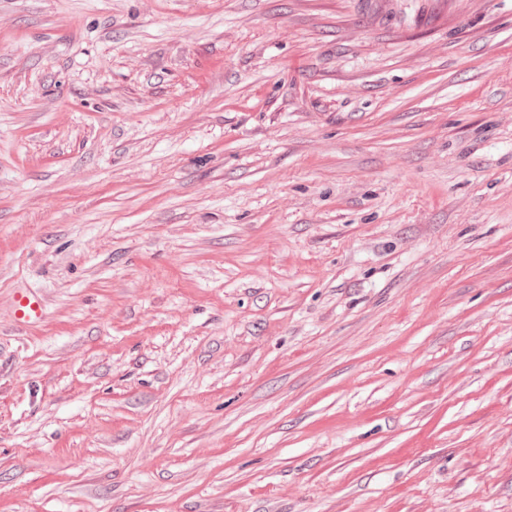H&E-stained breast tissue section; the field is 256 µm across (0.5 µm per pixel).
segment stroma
<instances>
[{"instance_id":"35a3bbf8","label":"stroma","mask_w":512,"mask_h":512,"mask_svg":"<svg viewBox=\"0 0 512 512\" xmlns=\"http://www.w3.org/2000/svg\"><path fill=\"white\" fill-rule=\"evenodd\" d=\"M0 512H512V0H0ZM14 316L20 326L41 320L44 316L42 299L31 291L18 293L14 300Z\"/></svg>"}]
</instances>
